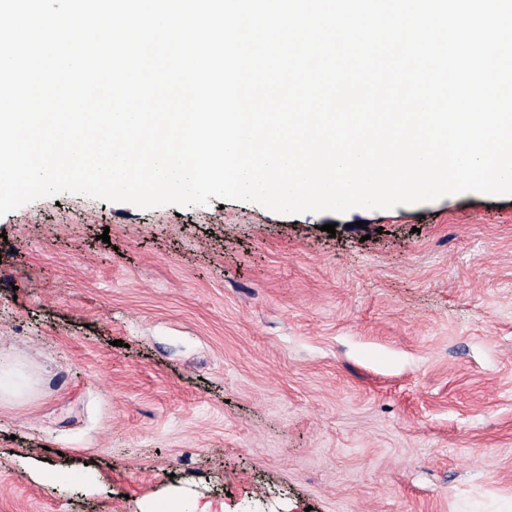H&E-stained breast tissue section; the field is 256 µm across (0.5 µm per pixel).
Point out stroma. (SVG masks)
I'll return each instance as SVG.
<instances>
[{"mask_svg":"<svg viewBox=\"0 0 512 512\" xmlns=\"http://www.w3.org/2000/svg\"><path fill=\"white\" fill-rule=\"evenodd\" d=\"M0 359V512H512V195L45 197L0 216Z\"/></svg>","mask_w":512,"mask_h":512,"instance_id":"35a3bbf8","label":"stroma"}]
</instances>
